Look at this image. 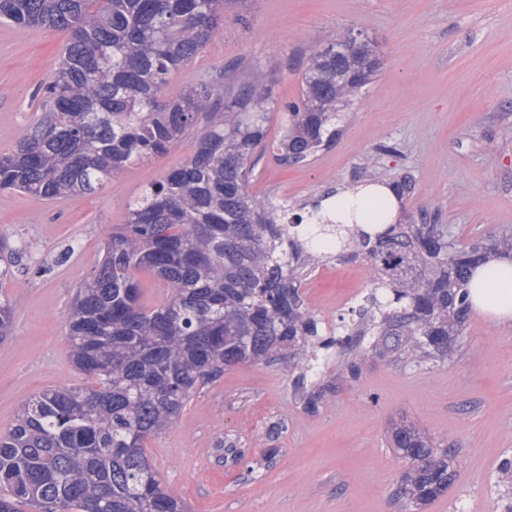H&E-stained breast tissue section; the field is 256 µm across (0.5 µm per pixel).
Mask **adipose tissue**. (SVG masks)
<instances>
[{
  "label": "adipose tissue",
  "instance_id": "adipose-tissue-1",
  "mask_svg": "<svg viewBox=\"0 0 512 512\" xmlns=\"http://www.w3.org/2000/svg\"><path fill=\"white\" fill-rule=\"evenodd\" d=\"M475 309L499 323L512 321V257L504 256L478 267L470 284Z\"/></svg>",
  "mask_w": 512,
  "mask_h": 512
}]
</instances>
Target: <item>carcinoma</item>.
I'll list each match as a JSON object with an SVG mask.
<instances>
[{
	"instance_id": "cac0c4a2",
	"label": "carcinoma",
	"mask_w": 512,
	"mask_h": 512,
	"mask_svg": "<svg viewBox=\"0 0 512 512\" xmlns=\"http://www.w3.org/2000/svg\"><path fill=\"white\" fill-rule=\"evenodd\" d=\"M230 0H0V21L67 33L36 123L0 154V190L52 200L95 193L128 164L161 156L214 114L194 153L147 186L127 223L77 286L65 315L68 347L85 382L46 389L0 434V512H187L150 463L145 442L172 428L186 405L224 371L284 361L303 408L328 388L320 353L342 355L337 379L394 355L440 366L457 352L471 309L472 269L512 253V231L469 244L449 224H383L385 200L342 205L375 223L325 221L315 208L295 220L248 191L262 145L270 88L252 83L230 99L202 80L160 101L172 73L195 59L224 21ZM354 31L319 44L300 98L285 106L279 157L307 161L336 140L341 108L377 74L376 43L345 54ZM0 263V339L16 301L3 292L15 255ZM362 258L369 288L324 332L304 303L300 269L333 253ZM151 273L164 300L141 302L135 274ZM312 379V390L305 381ZM404 472L394 496L416 510L443 496L457 473L454 443L413 423L392 428Z\"/></svg>"
}]
</instances>
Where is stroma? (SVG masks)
Here are the masks:
<instances>
[{"instance_id":"stroma-1","label":"stroma","mask_w":512,"mask_h":512,"mask_svg":"<svg viewBox=\"0 0 512 512\" xmlns=\"http://www.w3.org/2000/svg\"><path fill=\"white\" fill-rule=\"evenodd\" d=\"M348 28L376 42L381 69L343 112L334 145L283 165L280 108L298 100L314 47ZM65 41L61 31L0 23V154L35 123ZM205 77L236 87L259 80L273 92L277 107L249 174L257 198L301 214L328 192L407 176L400 223L435 211L463 242L512 230V0H232L222 29L170 76L163 96ZM208 125L201 116L168 154L135 162L94 195L0 190V238L28 247L1 287L17 306L0 339V432L36 393L78 381L64 321L76 284L97 265L107 234L126 223L129 203L188 158ZM367 286L364 261L327 259L309 269L301 293L328 328ZM401 422L459 450L454 484L421 512H495L499 462L512 456V324L471 312L448 363L374 358L313 412L281 361L238 366L145 449L192 512H405L392 496L402 468L388 442ZM225 438L240 458L218 449Z\"/></svg>"}]
</instances>
